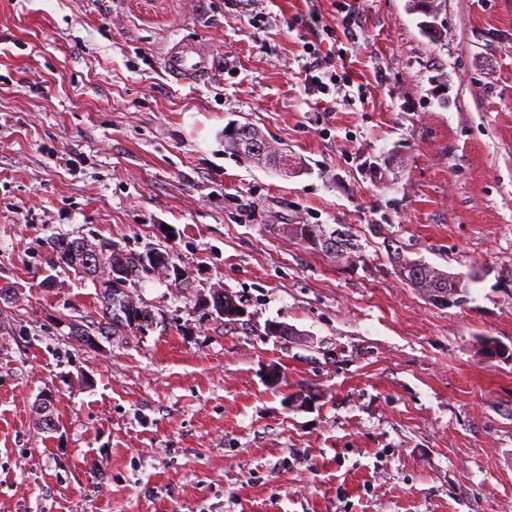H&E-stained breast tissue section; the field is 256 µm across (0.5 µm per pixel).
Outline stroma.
Segmentation results:
<instances>
[{
  "label": "stroma",
  "mask_w": 512,
  "mask_h": 512,
  "mask_svg": "<svg viewBox=\"0 0 512 512\" xmlns=\"http://www.w3.org/2000/svg\"><path fill=\"white\" fill-rule=\"evenodd\" d=\"M309 7L0 0V512H512V0H446L433 39L408 0H315L345 65L321 104ZM184 38L213 49L208 80L167 75ZM231 123L294 168L227 151ZM59 235L169 248L190 286L139 283L153 330L84 346L69 324L100 302L52 273ZM388 236L481 279L435 304ZM304 225H307L310 227H316V229L313 230L316 234H322L323 236L328 237L329 239H332L334 241L335 246H334L333 252H328L323 249L322 250L320 249L321 251L326 252L334 257L341 256L338 253H336V243L338 245H340V249H342L344 254H348V251L349 252L354 251L355 244L353 242H351V240H352L351 235L348 232H346L345 230H342L339 228H332L329 231H327L325 228L321 229L319 224H304ZM394 245H396V247H394ZM387 247H388V252L390 253V258H391V252H393L394 255H398L400 253H403V250H404L400 241L397 239H393V238L387 240ZM391 261H392L395 273L404 283L409 281V279H414L415 277H417L419 275V267L414 264L406 263V261L404 260L402 255L400 258L396 259V258H394L393 254H392Z\"/></svg>",
  "instance_id": "1"
}]
</instances>
